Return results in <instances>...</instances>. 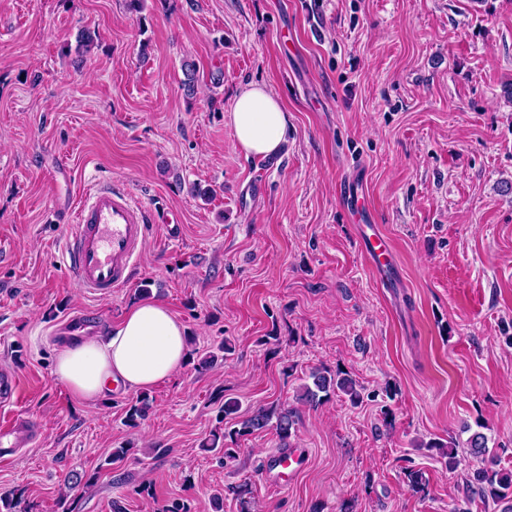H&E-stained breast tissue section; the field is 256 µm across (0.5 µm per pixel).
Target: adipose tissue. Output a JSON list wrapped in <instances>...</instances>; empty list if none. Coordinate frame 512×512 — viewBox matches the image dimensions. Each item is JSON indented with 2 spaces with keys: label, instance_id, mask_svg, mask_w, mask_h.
<instances>
[{
  "label": "adipose tissue",
  "instance_id": "ef3b65f1",
  "mask_svg": "<svg viewBox=\"0 0 512 512\" xmlns=\"http://www.w3.org/2000/svg\"><path fill=\"white\" fill-rule=\"evenodd\" d=\"M229 123L234 145L245 155H277L288 132V114L265 87L251 84L237 96ZM188 355L181 321L160 301L131 305L107 339L80 336L62 346L54 376L80 403L95 404L113 385L147 390L168 381Z\"/></svg>",
  "mask_w": 512,
  "mask_h": 512
}]
</instances>
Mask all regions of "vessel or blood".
<instances>
[{
	"mask_svg": "<svg viewBox=\"0 0 512 512\" xmlns=\"http://www.w3.org/2000/svg\"><path fill=\"white\" fill-rule=\"evenodd\" d=\"M147 210L132 195L116 185L97 184L79 204L64 239V253L77 283L96 295L111 294L126 285L147 234ZM362 251L379 278L393 266L388 244L373 217H366L358 234ZM20 392L18 374L0 367V463L11 461L17 448L33 443L39 433L36 423L12 413ZM305 457L301 448H285L266 458L262 478L284 486L300 471Z\"/></svg>",
	"mask_w": 512,
	"mask_h": 512,
	"instance_id": "b4317fda",
	"label": "vessel or blood"
}]
</instances>
